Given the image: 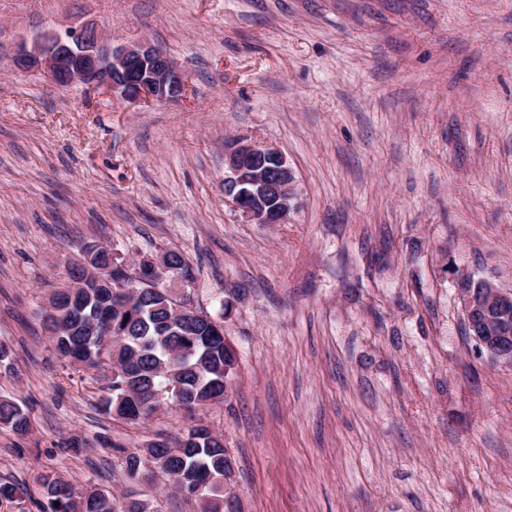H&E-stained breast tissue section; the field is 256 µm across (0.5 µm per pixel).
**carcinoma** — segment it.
<instances>
[{
  "instance_id": "cac0c4a2",
  "label": "carcinoma",
  "mask_w": 512,
  "mask_h": 512,
  "mask_svg": "<svg viewBox=\"0 0 512 512\" xmlns=\"http://www.w3.org/2000/svg\"><path fill=\"white\" fill-rule=\"evenodd\" d=\"M90 253L93 267L112 265L114 254L107 248ZM49 304L54 349L100 384L102 407L110 417L135 424L140 416L153 415L158 411V402L151 400L154 391L170 385H180L201 408L227 395L238 366L236 350L203 320L188 329L175 323L177 301L170 289L142 286L116 301L112 289L95 282L56 290ZM0 428L21 435L31 429L29 414L1 395ZM97 443L112 448L130 480L150 464L201 512H238V504H229L224 493L234 463L220 434L190 428L173 440L160 435L134 450L106 437ZM39 484L37 512H157L141 500L121 505L111 492L93 486L78 491L56 474L41 475Z\"/></svg>"
}]
</instances>
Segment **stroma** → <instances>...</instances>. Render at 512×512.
Masks as SVG:
<instances>
[{"instance_id": "stroma-1", "label": "stroma", "mask_w": 512, "mask_h": 512, "mask_svg": "<svg viewBox=\"0 0 512 512\" xmlns=\"http://www.w3.org/2000/svg\"><path fill=\"white\" fill-rule=\"evenodd\" d=\"M86 22L164 52L185 97L14 70L20 43ZM240 138L287 157V223L225 198ZM93 245L180 252L197 309L230 301L238 369L199 418L243 512H512V366L466 334L457 287L512 290V0H0V395L33 428H0V480L29 489L0 512H36L45 473L195 512L96 442L188 416L115 421L53 349L49 297Z\"/></svg>"}]
</instances>
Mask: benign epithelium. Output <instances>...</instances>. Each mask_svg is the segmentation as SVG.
Segmentation results:
<instances>
[{
	"instance_id": "obj_1",
	"label": "benign epithelium",
	"mask_w": 512,
	"mask_h": 512,
	"mask_svg": "<svg viewBox=\"0 0 512 512\" xmlns=\"http://www.w3.org/2000/svg\"><path fill=\"white\" fill-rule=\"evenodd\" d=\"M19 71H39L61 87L83 85L103 89L130 103L175 102L186 92L177 65L159 49L145 43L112 46L95 25L65 35L44 33L23 44L13 57ZM224 195L249 224H284L296 198L294 171L275 147L240 141L225 156ZM113 294L135 283H157L167 276L170 287L191 284L172 266L169 252L136 265L125 262L106 269ZM467 335L494 362L512 365V291L487 280L459 288Z\"/></svg>"
}]
</instances>
